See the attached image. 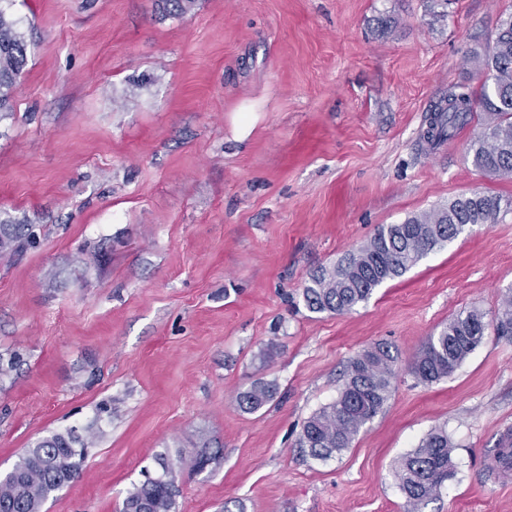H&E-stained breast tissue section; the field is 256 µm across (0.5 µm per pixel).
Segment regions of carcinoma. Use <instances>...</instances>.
Wrapping results in <instances>:
<instances>
[{"instance_id": "obj_1", "label": "carcinoma", "mask_w": 512, "mask_h": 512, "mask_svg": "<svg viewBox=\"0 0 512 512\" xmlns=\"http://www.w3.org/2000/svg\"><path fill=\"white\" fill-rule=\"evenodd\" d=\"M168 13L181 16L195 0H162ZM28 62V44L15 22L0 9V112L12 111L17 78ZM488 78L473 92L460 87L434 109L421 139L434 147L453 138L483 112L481 132L470 140L474 166L483 173L512 178V16L502 21L486 56ZM502 198L473 192L447 206L377 228L370 240L337 265L312 275L303 301L313 313L343 314L366 302L386 281L403 276L420 260L456 239L469 225L496 222ZM512 338V288H508L491 320L472 310L460 313L428 337L408 363L420 383L451 376L483 341L489 327ZM400 365L397 348L377 342L345 366L337 398L304 422L297 447L315 460L326 461L350 448L360 429L382 413ZM277 388L255 382L239 394L243 411L256 413L271 402ZM75 431L54 434L28 449L12 469L0 476V512H41L46 501L78 474L84 456L72 446ZM454 446L448 432L431 430L399 463L396 477L408 512L423 509L453 469ZM176 493L167 482L144 480L133 486L120 512H174Z\"/></svg>"}]
</instances>
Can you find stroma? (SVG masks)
Here are the masks:
<instances>
[{"label": "stroma", "mask_w": 512, "mask_h": 512, "mask_svg": "<svg viewBox=\"0 0 512 512\" xmlns=\"http://www.w3.org/2000/svg\"><path fill=\"white\" fill-rule=\"evenodd\" d=\"M29 44L0 112V474L56 433L92 437L43 512H117L166 457L176 512H406L395 471L432 429L453 474L424 512H512L485 468L512 433V341L487 334L448 378L400 371L340 456L296 445L347 362L409 361L512 287V207L467 227L351 313H313L311 274L378 226L512 179L477 170L479 123L420 135L479 87L512 0H0ZM276 383L244 412L240 392ZM201 455L192 470L181 457ZM277 388L269 383L255 382L247 390L239 394L238 403L243 411L256 413L271 402Z\"/></svg>", "instance_id": "stroma-1"}]
</instances>
